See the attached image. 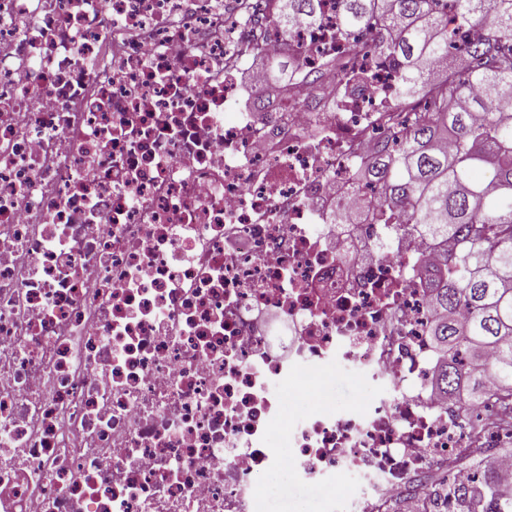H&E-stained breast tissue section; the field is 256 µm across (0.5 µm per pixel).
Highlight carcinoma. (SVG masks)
Returning a JSON list of instances; mask_svg holds the SVG:
<instances>
[{"instance_id": "1", "label": "carcinoma", "mask_w": 512, "mask_h": 512, "mask_svg": "<svg viewBox=\"0 0 512 512\" xmlns=\"http://www.w3.org/2000/svg\"><path fill=\"white\" fill-rule=\"evenodd\" d=\"M317 16L319 0H279L285 30ZM450 17L482 29L481 37L456 41ZM338 19L398 61L400 100L428 97L424 109L390 123L399 135L358 181L384 197L381 223L448 245L443 268L429 275L430 336L448 355L437 384L450 392L463 383L470 398H483L493 352L499 422L512 428V104L500 102L512 86V0H340ZM264 59V82L288 87V56L272 51ZM448 137L452 146L438 145ZM481 480L487 512H512V490L492 471Z\"/></svg>"}]
</instances>
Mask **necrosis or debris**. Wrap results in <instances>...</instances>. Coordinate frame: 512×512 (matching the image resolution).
Segmentation results:
<instances>
[{"instance_id": "obj_1", "label": "necrosis or debris", "mask_w": 512, "mask_h": 512, "mask_svg": "<svg viewBox=\"0 0 512 512\" xmlns=\"http://www.w3.org/2000/svg\"><path fill=\"white\" fill-rule=\"evenodd\" d=\"M338 11L0 0V512H254L281 469L325 512H483L479 454L512 482L493 370L484 403L434 390L442 247L355 179L399 70ZM274 49L259 112L241 73ZM340 366L371 395L286 418ZM278 22L281 28L288 26L298 19L313 22L319 17V0H278ZM264 59L266 61L264 82L268 85H277L279 88L288 87L290 81L288 78L290 71L288 56L272 51L267 53Z\"/></svg>"}]
</instances>
